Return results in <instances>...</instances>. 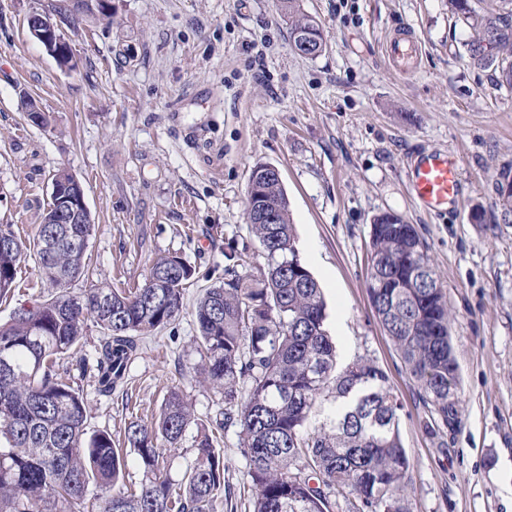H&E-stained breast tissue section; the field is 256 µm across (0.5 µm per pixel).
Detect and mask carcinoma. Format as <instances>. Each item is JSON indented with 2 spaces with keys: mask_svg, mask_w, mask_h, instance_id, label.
<instances>
[{
  "mask_svg": "<svg viewBox=\"0 0 512 512\" xmlns=\"http://www.w3.org/2000/svg\"><path fill=\"white\" fill-rule=\"evenodd\" d=\"M473 32L475 65L498 73L512 88V10L478 11L471 0H448ZM289 40L306 34L315 55L326 46L315 17L300 0H282ZM499 40L483 52L490 27ZM255 166L246 218L263 246L264 264L239 269L247 255L224 249V283L209 287L194 308L199 374L222 395L224 408L209 424H195L183 391L170 389L158 418L132 421L118 448L99 430L84 440L87 411L82 394L56 367L82 351L87 321L103 331L93 362L98 391L112 393L124 379L137 340L166 327L184 307L191 267L179 256L158 258L144 285L118 292L93 279L87 255L91 213L58 224L61 204L48 210L27 244L0 227V298L11 293L27 252L38 257L40 276L54 294L20 306L0 322V512H82L89 487L101 492L99 512H213L224 481L218 435L234 428L249 470L252 512H408L410 462L399 432L401 405L386 374L362 358L339 364L326 330L322 288L303 263L281 178ZM268 207L274 223L259 215ZM370 232L369 301L408 375L417 385L428 420L425 429L462 425L459 374L450 342V315L440 277L413 224L379 220ZM419 274L392 288L404 262ZM90 285L78 292V279ZM327 395L344 412L310 430L317 400ZM196 426L195 459L172 477L164 448L176 447ZM142 470L139 487L124 484L127 452Z\"/></svg>",
  "mask_w": 512,
  "mask_h": 512,
  "instance_id": "cac0c4a2",
  "label": "carcinoma"
}]
</instances>
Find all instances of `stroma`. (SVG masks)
Instances as JSON below:
<instances>
[{"label":"stroma","mask_w":512,"mask_h":512,"mask_svg":"<svg viewBox=\"0 0 512 512\" xmlns=\"http://www.w3.org/2000/svg\"><path fill=\"white\" fill-rule=\"evenodd\" d=\"M48 3L0 0V225L32 239L64 168L85 190L98 280L140 287L167 254L193 269L183 311L141 339L123 387L99 394L93 370L68 362L88 432L122 439L174 386L197 422L221 408L220 394L187 377L199 362L193 310L223 283L225 246L262 263L245 200L251 170L267 163L280 172L341 362H373L402 405L410 512H512V214L500 195L512 180V89L473 65L471 31L448 0H301L326 40L313 58L291 51L279 0H112L111 17L66 28L70 71L27 26ZM404 28L422 43L411 72L383 53ZM30 100L47 125L27 119ZM442 149L461 161V201L428 214L409 170ZM386 211L416 226L440 275L463 407L452 436L427 433L418 389L366 293L370 228ZM51 292L27 254L0 322Z\"/></svg>","instance_id":"1"}]
</instances>
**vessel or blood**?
Instances as JSON below:
<instances>
[{
	"label": "vessel or blood",
	"instance_id": "obj_1",
	"mask_svg": "<svg viewBox=\"0 0 512 512\" xmlns=\"http://www.w3.org/2000/svg\"><path fill=\"white\" fill-rule=\"evenodd\" d=\"M391 63L404 67L417 59L421 46L412 31L402 30L391 36L383 46ZM410 181L415 199L427 211L441 213L456 207L461 194V163L445 152L417 156Z\"/></svg>",
	"mask_w": 512,
	"mask_h": 512
}]
</instances>
